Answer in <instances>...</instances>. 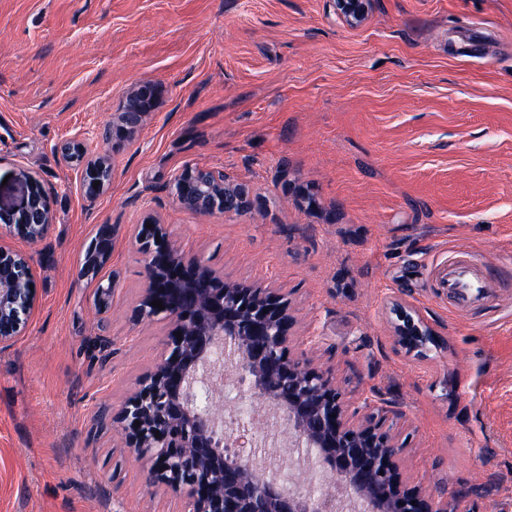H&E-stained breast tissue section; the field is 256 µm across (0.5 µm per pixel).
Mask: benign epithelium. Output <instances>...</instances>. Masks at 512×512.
Segmentation results:
<instances>
[{
    "instance_id": "benign-epithelium-1",
    "label": "benign epithelium",
    "mask_w": 512,
    "mask_h": 512,
    "mask_svg": "<svg viewBox=\"0 0 512 512\" xmlns=\"http://www.w3.org/2000/svg\"><path fill=\"white\" fill-rule=\"evenodd\" d=\"M337 15L349 26L363 23L369 0H333ZM157 87L138 85L127 97L112 129L96 136L130 138L156 106ZM64 162L80 171L83 190L93 198L110 181L106 156H91L86 140L60 147ZM28 187L26 205L0 210V230L25 241L46 238L53 224L48 194L40 180L19 171ZM98 188H93L94 182ZM183 207L224 212V194L247 198L241 185L224 182V173L186 168L173 184ZM136 240L147 256L145 295L139 320L160 314L172 322L166 350L139 381L133 394L112 415L99 414L92 427L112 426V433L133 449L142 463L146 487L165 486L185 494L188 512H447L435 498L400 479L403 448L381 430L373 409L363 398L355 409L343 400L336 369L317 366L291 352L295 320L288 298L271 288L249 287L219 279L192 255L172 245L164 225L152 217L139 225ZM112 256V225L100 224L86 249L84 270L96 276ZM30 257L0 244V349L20 336L36 305ZM112 279L98 280L95 302L109 305ZM162 301L163 308L151 305ZM396 336L407 353L429 357L438 346L435 332L412 311L397 304ZM181 337H176V332ZM232 370L248 384L268 410L274 432L263 446H276L288 436L306 479L292 477L273 453L257 450L258 438L248 425L253 412L230 431L212 409L217 388L214 375ZM139 426H134L135 422ZM160 437H155V433ZM251 447L246 452L244 448Z\"/></svg>"
}]
</instances>
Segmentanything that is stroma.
Segmentation results:
<instances>
[{"mask_svg":"<svg viewBox=\"0 0 512 512\" xmlns=\"http://www.w3.org/2000/svg\"><path fill=\"white\" fill-rule=\"evenodd\" d=\"M158 104L130 139L88 142L112 180L93 199L57 146L111 123L139 83ZM26 167L49 193L27 252L33 314L0 350V512H184L148 492L132 449L92 431L161 354L139 323L146 217L225 281L283 289L293 352L334 366L347 402L395 405L403 479L468 512H512V0H371L347 26L330 0H0V207ZM248 191L241 212L180 208L186 167ZM115 229L106 312L83 274ZM495 286L448 294L450 255ZM436 332L416 359L394 302ZM112 256V225L99 224L86 249L84 270L96 277Z\"/></svg>","mask_w":512,"mask_h":512,"instance_id":"35a3bbf8","label":"stroma"}]
</instances>
